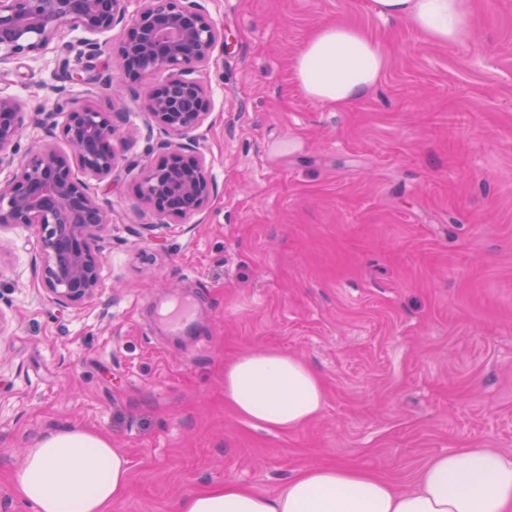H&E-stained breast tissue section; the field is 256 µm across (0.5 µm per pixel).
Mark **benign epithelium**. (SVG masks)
I'll return each instance as SVG.
<instances>
[{"mask_svg": "<svg viewBox=\"0 0 512 512\" xmlns=\"http://www.w3.org/2000/svg\"><path fill=\"white\" fill-rule=\"evenodd\" d=\"M124 2L0 0V65L46 50L65 29L81 37L63 50L78 61L96 57L99 36L124 21ZM222 40L199 0H142L113 52L115 66L101 79L104 92L114 82L167 74L148 87L143 108L170 139L158 145L159 160L143 166L138 185L140 204L162 222L195 215L215 192L206 155L190 133L209 115V91L199 73ZM50 91L52 97L26 107L0 90V224L35 238L45 296L80 308L103 286L112 228L111 210L90 182L108 181L118 168L114 140L127 113L115 105L100 109L64 87ZM47 123L59 128L69 151L44 142L15 160L24 127Z\"/></svg>", "mask_w": 512, "mask_h": 512, "instance_id": "benign-epithelium-1", "label": "benign epithelium"}]
</instances>
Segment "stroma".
<instances>
[{
	"label": "stroma",
	"mask_w": 512,
	"mask_h": 512,
	"mask_svg": "<svg viewBox=\"0 0 512 512\" xmlns=\"http://www.w3.org/2000/svg\"><path fill=\"white\" fill-rule=\"evenodd\" d=\"M224 32L200 78L196 130L216 192L160 242L140 238L141 168L166 135L138 84L103 96L62 79L64 52L0 65L27 104L65 85L128 113L105 290L81 308L44 297L27 234L0 229V512H34L11 474L58 426L90 429L130 463L108 512H175L236 481L276 493L312 465L365 469L409 490L435 454L512 453V0H471L474 34L440 45L372 0H200ZM363 29L379 82L349 106L309 99L293 73L310 34ZM186 297L193 340L156 302ZM306 361L325 389L304 427L267 431L224 404V363L254 350Z\"/></svg>",
	"instance_id": "stroma-1"
}]
</instances>
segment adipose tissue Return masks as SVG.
<instances>
[{"mask_svg": "<svg viewBox=\"0 0 512 512\" xmlns=\"http://www.w3.org/2000/svg\"><path fill=\"white\" fill-rule=\"evenodd\" d=\"M373 7L438 43L461 45L473 36L468 0H373ZM387 65L379 42L336 23L309 37L295 58L294 73L307 97L342 108L372 88ZM224 401L258 428L288 432L321 414L325 391L299 357L261 350L225 364ZM128 473V458L107 438L67 426L27 449L13 483L34 512H106L125 494ZM176 512H512V454L493 448L436 454L408 491L364 469L313 465L288 479L277 494L227 481L184 494Z\"/></svg>", "mask_w": 512, "mask_h": 512, "instance_id": "1", "label": "adipose tissue"}]
</instances>
